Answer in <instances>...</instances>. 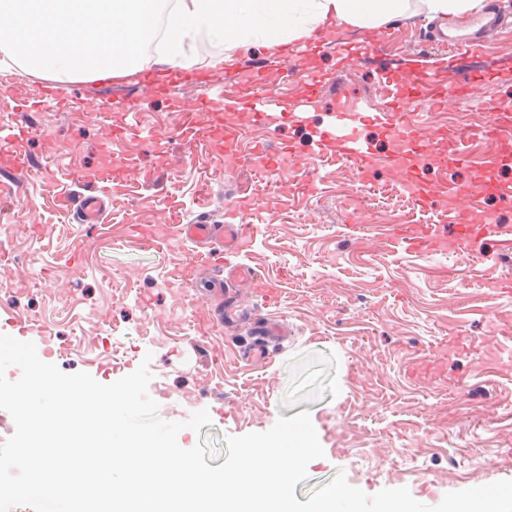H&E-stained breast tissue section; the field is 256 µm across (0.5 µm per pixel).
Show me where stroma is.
Masks as SVG:
<instances>
[{"label": "stroma", "mask_w": 512, "mask_h": 512, "mask_svg": "<svg viewBox=\"0 0 512 512\" xmlns=\"http://www.w3.org/2000/svg\"><path fill=\"white\" fill-rule=\"evenodd\" d=\"M423 12L396 18L375 35L393 50L343 61L338 41L356 35L337 26L314 61L284 63L262 48L234 66L210 68L211 90L173 79L165 89L148 80L62 83L12 68L0 80V130L29 126L12 154L28 171H0V334L34 343L41 360L62 372H85L110 384L149 361V394L161 417L184 421L205 410L211 425L180 431L182 447L206 441L217 463L225 437L263 432L278 417L309 412L324 450L297 484L306 501L337 473L367 494L408 488L434 506L444 495L512 480V294L493 295L485 281L512 279V253L501 235L479 239L472 259L419 255L386 234L391 224H434L436 213L405 198L400 209L371 210L362 184L402 188L404 174L387 164L366 178L336 163L321 164L317 129L334 120L336 89L369 116L390 111L382 76L440 58ZM500 60L458 50L439 71L455 88L475 81L481 101L512 111V25L493 32ZM314 66L316 78L291 85L286 67ZM260 75L285 112L299 121L263 128L245 114L239 162L220 159L207 123L193 142L178 135L184 113L207 99L233 102L239 80ZM414 107L444 136L422 156L417 179L435 194L467 182L474 203L512 226L485 190L512 183V159L474 142L460 165L447 132L473 123L438 110L425 90ZM285 144L284 164L297 185L268 192L250 149ZM120 153L131 175L103 173ZM98 196L108 208L101 224L77 223L65 197ZM247 206L253 239L244 258L274 286L273 297L235 288L244 318L216 329L206 307L192 305L196 283L213 302L224 298L217 273L182 275L194 250L178 227L208 214L224 221L227 202ZM281 328L270 357L251 358L259 326Z\"/></svg>", "instance_id": "1"}]
</instances>
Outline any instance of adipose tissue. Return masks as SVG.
Returning a JSON list of instances; mask_svg holds the SVG:
<instances>
[{"instance_id": "1", "label": "adipose tissue", "mask_w": 512, "mask_h": 512, "mask_svg": "<svg viewBox=\"0 0 512 512\" xmlns=\"http://www.w3.org/2000/svg\"><path fill=\"white\" fill-rule=\"evenodd\" d=\"M410 0H0V67L53 81L157 79L197 65L209 38L225 56L257 46L281 57L331 25L371 30L404 16Z\"/></svg>"}]
</instances>
